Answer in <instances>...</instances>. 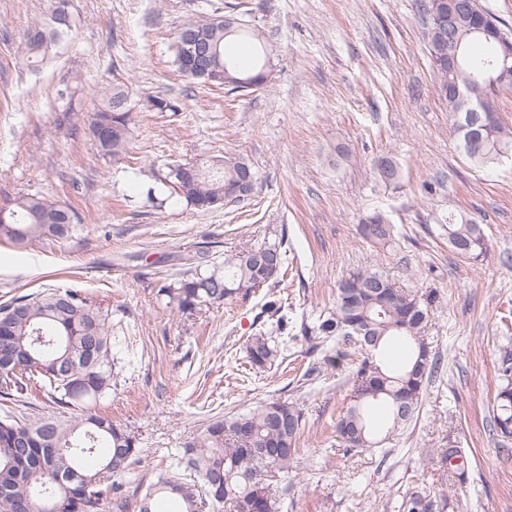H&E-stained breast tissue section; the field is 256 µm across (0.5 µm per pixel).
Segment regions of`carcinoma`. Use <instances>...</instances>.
I'll return each instance as SVG.
<instances>
[{
	"instance_id": "cac0c4a2",
	"label": "carcinoma",
	"mask_w": 512,
	"mask_h": 512,
	"mask_svg": "<svg viewBox=\"0 0 512 512\" xmlns=\"http://www.w3.org/2000/svg\"><path fill=\"white\" fill-rule=\"evenodd\" d=\"M477 17L459 25V55L467 67L460 71L437 72L436 88L457 84L467 98H484L492 125L481 132L478 143L468 147L465 128L467 107L461 100L442 98L448 117L459 135L465 154L474 162L489 165L512 151V129L498 115L499 97L512 91V83L497 90L466 88L471 71L482 68L500 52L499 32L478 37L466 35L470 26L493 16L476 6ZM209 45L213 64L224 66L239 77L246 76L224 58V40L240 39L254 52V74L267 72L268 47L253 27L242 25L231 31L214 18L187 22ZM71 28L55 24L44 16L32 21L24 32L23 54L32 67L45 62ZM129 92L120 85L98 91V105L89 125V136L98 152L114 161L126 154L131 135ZM376 175L386 185L400 179L397 166L389 159L377 165ZM237 181L235 166L204 167L191 178L179 181V195L200 209L224 195ZM75 210L41 194L24 193L0 207V239L31 243L46 239L64 240L77 230ZM442 229L457 255L478 259L487 249L480 225L463 215H449ZM363 234L372 241H388L393 227L388 217L376 212L363 222ZM261 251L277 256L272 266L257 261ZM286 251L281 241H264L227 255L224 271L201 272L202 263L190 257L194 272L160 289V294L177 305L182 313L221 304L252 291L278 277ZM431 298L396 286L379 271L358 269L337 285L332 310L319 315L313 325L303 328L311 349L333 340H348L352 325L365 330L370 346L362 352L354 376L349 404L336 422V435L346 451L372 448L378 444L372 427L374 409L383 404L389 411L392 433L412 420L419 410L423 391L440 366L429 354L423 338L429 320ZM392 338L407 344L409 354L399 364L383 358V347ZM109 314L81 292L50 289L34 296H19L0 304V398L19 402L45 395L59 415L34 416L25 422L12 415L0 417V512H99L101 502L125 494V477L142 452L139 438L112 416L93 406L112 389L119 359L115 349ZM247 358L262 371L278 356L276 346L266 336H253L246 346ZM499 388L494 399L492 433L512 437V353L504 351ZM303 415L294 404L264 401L255 409L210 420L180 448L174 465L193 470L195 477L177 473L161 475L145 493L135 499L137 512H154L162 498L181 501L182 512H199L206 500L228 501L235 512H277V500L263 478L261 467H288L296 452ZM277 446L278 454L266 459L249 449Z\"/></svg>"
}]
</instances>
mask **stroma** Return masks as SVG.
Here are the masks:
<instances>
[{"label":"stroma","instance_id":"obj_1","mask_svg":"<svg viewBox=\"0 0 512 512\" xmlns=\"http://www.w3.org/2000/svg\"><path fill=\"white\" fill-rule=\"evenodd\" d=\"M49 0H0V207L23 193L72 206L73 237L0 239V304L74 288L112 314L124 337L121 377L99 409L133 429L143 448L131 478L150 484L208 420L280 400L303 412L288 467L274 485L278 512H512V440L489 424L498 365L512 351V159L475 164L435 91L419 0H71L72 35L39 69L21 57L28 22ZM229 15L259 29L271 79L245 92L185 79L173 63L176 30ZM71 79V100L59 99ZM127 86L134 107L123 160L86 136L97 91ZM162 97L176 111L151 105ZM244 158L254 193L204 210L163 177L169 166ZM398 184L375 176L382 158ZM388 214L390 242L360 221ZM480 224L485 257L452 252L448 212ZM283 238L284 272L249 295L184 314L161 295L185 256L223 269L244 245ZM383 271L397 286L435 293L424 331L443 367L418 414L382 445L345 451L336 420L361 350H310L302 329L335 304L352 270ZM281 348L264 371L245 346Z\"/></svg>","mask_w":512,"mask_h":512}]
</instances>
